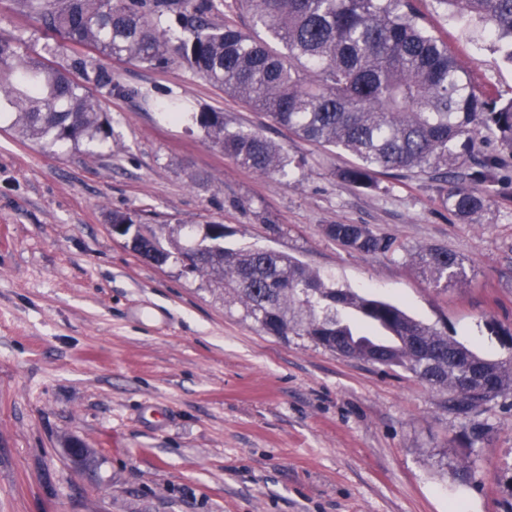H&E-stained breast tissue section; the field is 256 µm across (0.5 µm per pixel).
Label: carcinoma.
<instances>
[{
    "instance_id": "obj_1",
    "label": "carcinoma",
    "mask_w": 512,
    "mask_h": 512,
    "mask_svg": "<svg viewBox=\"0 0 512 512\" xmlns=\"http://www.w3.org/2000/svg\"><path fill=\"white\" fill-rule=\"evenodd\" d=\"M34 18L45 42L30 48L24 34L0 36V115L34 145L93 143L110 122L99 95L135 90L114 81L81 54L55 60L66 45L105 58L165 65L169 54L224 94L265 113L303 141L356 157L340 177L356 188L377 186L380 171L425 175L439 183V202L472 223L490 206L492 188L509 189L512 97L474 89L466 70L415 6V0H235L247 23H219L214 0H15ZM454 14L487 27L512 63V0H437ZM177 25L188 38L172 43ZM160 111L200 127L224 155L264 176L285 175L288 155L257 130L232 129L224 113L196 110L180 99ZM488 132L502 150L481 149ZM328 237L371 256L396 251L395 241L364 224H329ZM136 235L149 250L175 263L189 249H166L156 233ZM210 248L195 273L224 285L260 330L270 336H306L347 358L399 366L421 383L452 393L451 406L471 415L487 403L512 397V357L487 360L454 337L423 324L397 304L326 282L298 259L269 248ZM411 261L436 288L464 283L461 260L428 246ZM353 310L370 327L391 333L382 343L356 331L343 314ZM462 365L493 377L488 391H464Z\"/></svg>"
}]
</instances>
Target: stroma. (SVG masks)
I'll return each instance as SVG.
<instances>
[{
  "instance_id": "1",
  "label": "stroma",
  "mask_w": 512,
  "mask_h": 512,
  "mask_svg": "<svg viewBox=\"0 0 512 512\" xmlns=\"http://www.w3.org/2000/svg\"><path fill=\"white\" fill-rule=\"evenodd\" d=\"M480 90L512 95V63L478 24L416 0ZM135 97L101 96L103 142L42 148L0 118V512H512V398L475 421L401 367L261 332L221 286L138 255L109 217L136 212L187 247L218 221L230 246L287 253L336 286L401 305L478 355L512 354V198L479 223L438 204L424 177L357 189L348 153L288 134L185 64L92 55ZM223 112L278 143L267 178L167 99ZM329 224L395 239L388 258L348 250ZM439 246L466 281L437 288L409 253ZM96 462L75 467L71 441ZM470 470H463V463Z\"/></svg>"
}]
</instances>
